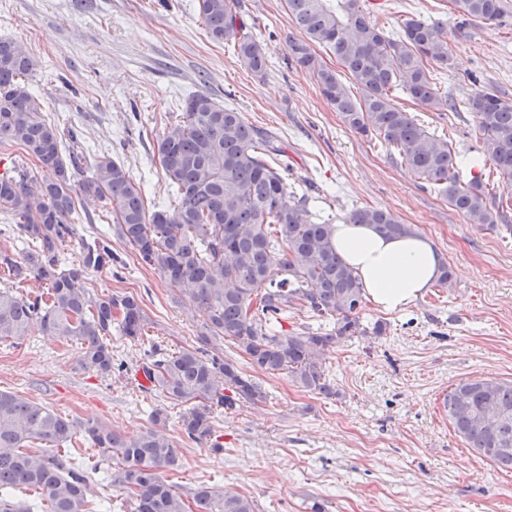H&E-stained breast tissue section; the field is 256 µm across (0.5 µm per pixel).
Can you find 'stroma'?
<instances>
[{
	"label": "stroma",
	"mask_w": 512,
	"mask_h": 512,
	"mask_svg": "<svg viewBox=\"0 0 512 512\" xmlns=\"http://www.w3.org/2000/svg\"><path fill=\"white\" fill-rule=\"evenodd\" d=\"M247 29L263 41L268 69L257 74L231 46L213 41L197 0H0V39L18 41L36 60L32 90L51 120H66L80 142L119 162L142 189L145 208L167 204L173 189L154 163V148L179 120L183 101L203 91L275 133L293 190L311 196L318 218L339 223L359 207L395 213L429 238L453 273L407 309L361 312L368 336L336 344L325 370L333 393L307 391L287 373L251 366L229 341L209 338L207 317L176 297L159 270L141 264L119 240L112 270L89 272L94 295L137 297L147 342L112 334L126 372L101 377L81 367L80 342L32 328L23 344L0 341V391L37 402L76 421L98 420L128 438L166 415L164 432L178 451L163 477L186 490L211 484L252 498L258 512H512V472L475 456L441 405L465 379L512 381V235L472 224L437 186L419 178L378 141L352 132L313 76L288 56L299 36L284 0H236ZM386 31L402 16L440 20L450 67L431 64L433 87L459 101L472 77L512 98V25L476 22L457 29L451 0H360ZM404 108L435 135L451 138L463 179L480 146L473 113ZM89 212L60 259L68 265L82 240L107 233L106 202L76 196ZM383 324V335L372 332ZM220 350L267 391L266 402L216 414L203 442L185 438L187 404L144 391L135 376L151 345Z\"/></svg>",
	"instance_id": "1"
}]
</instances>
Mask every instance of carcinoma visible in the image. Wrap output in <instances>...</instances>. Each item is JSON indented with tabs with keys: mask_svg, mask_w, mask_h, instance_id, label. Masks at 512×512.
Here are the masks:
<instances>
[{
	"mask_svg": "<svg viewBox=\"0 0 512 512\" xmlns=\"http://www.w3.org/2000/svg\"><path fill=\"white\" fill-rule=\"evenodd\" d=\"M451 2L459 28L476 20L501 22L505 16L503 0ZM198 5L210 38L233 44L242 64L264 72L265 48L245 32L235 0H198ZM286 5L305 35L288 39L289 55L314 74L347 127L378 137L415 174L441 186L448 204L470 223L511 232L504 210L490 200L480 177L460 183L452 144L427 131L390 97L396 90L429 108L442 105L428 68L431 61L450 64L442 23L406 19L400 34L391 37L368 19L359 0H286ZM313 43L336 56L361 98L353 97L336 71L318 59ZM35 67L19 43L0 39V143H14L27 155L0 173V212L32 247L21 261L0 250V271L17 286L30 276L40 284L34 295L0 290V340L23 341L37 322L48 336L79 341L83 368L110 375L124 370V363L112 357V327L133 341L143 337L145 316L135 297H95L82 284L88 271L110 270L118 261L108 242H82L79 257L61 267L60 248L73 239L74 225L91 220L75 208L78 188L87 199L108 202L114 234L207 314L212 336L231 340L265 371L286 370L300 387L332 393L325 352L368 335L360 323L364 286L334 250V225L313 221L309 196L288 185V168L269 164L281 154L276 136L253 128L206 93L193 94L182 120L157 143L159 164L175 198L148 214L140 188L120 163L105 155L91 159L83 147L66 150L64 129L44 119L43 104L25 82ZM464 107L473 112L480 131L473 163L489 164L511 180L512 101L479 86ZM347 222L371 224L388 237L416 234L413 225L383 209L356 208ZM288 309L326 318L333 328L285 334L280 315ZM137 371L150 382L148 390L193 402L182 432L195 442L211 436L215 412L267 399L264 388L220 352L169 354L154 347ZM444 409L474 454L512 471V381L462 380L445 396ZM79 430L99 457L119 462L109 485L129 496L131 512H257L254 501L237 492L208 485L182 491L163 479L159 470L178 466V455L157 430L127 440L107 424L70 421L2 391L0 512H96L85 509L93 503L95 480L58 451ZM33 441L55 447L31 450ZM21 488L35 491L39 504L15 499Z\"/></svg>",
	"mask_w": 512,
	"mask_h": 512,
	"instance_id": "carcinoma-1",
	"label": "carcinoma"
}]
</instances>
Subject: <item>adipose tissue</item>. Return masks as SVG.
I'll use <instances>...</instances> for the list:
<instances>
[{
	"label": "adipose tissue",
	"instance_id": "ef3b65f1",
	"mask_svg": "<svg viewBox=\"0 0 512 512\" xmlns=\"http://www.w3.org/2000/svg\"><path fill=\"white\" fill-rule=\"evenodd\" d=\"M337 252L359 275L366 296L383 312L406 309L437 281L440 258L431 241L387 238L367 224H337Z\"/></svg>",
	"mask_w": 512,
	"mask_h": 512
}]
</instances>
